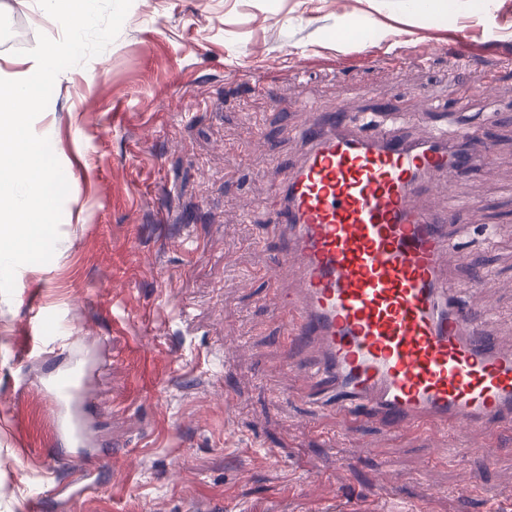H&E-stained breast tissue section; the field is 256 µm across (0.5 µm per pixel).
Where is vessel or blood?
<instances>
[{
	"label": "vessel or blood",
	"instance_id": "1",
	"mask_svg": "<svg viewBox=\"0 0 512 512\" xmlns=\"http://www.w3.org/2000/svg\"><path fill=\"white\" fill-rule=\"evenodd\" d=\"M305 158L273 195L279 264L295 288L273 302L283 367L337 420L373 418L395 435L512 428V347L483 333L448 278L446 233L463 202L436 205L442 178L481 158L470 136L408 137L344 110L311 113ZM56 433L85 442L78 371L45 385Z\"/></svg>",
	"mask_w": 512,
	"mask_h": 512
}]
</instances>
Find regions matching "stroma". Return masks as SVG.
Here are the masks:
<instances>
[{"mask_svg":"<svg viewBox=\"0 0 512 512\" xmlns=\"http://www.w3.org/2000/svg\"><path fill=\"white\" fill-rule=\"evenodd\" d=\"M359 18L377 39L356 43ZM61 25L0 0V72ZM404 131L477 130L493 155L445 184L460 300L512 341V0H133L117 38L63 71L33 123L69 183L50 262L0 296V512H512V433L465 442L319 418L281 371L264 204L309 110ZM149 377L128 364L134 349ZM89 365V447L62 452L43 382ZM91 475L82 497L69 482ZM397 488L380 492L382 479Z\"/></svg>","mask_w":512,"mask_h":512,"instance_id":"35a3bbf8","label":"stroma"}]
</instances>
